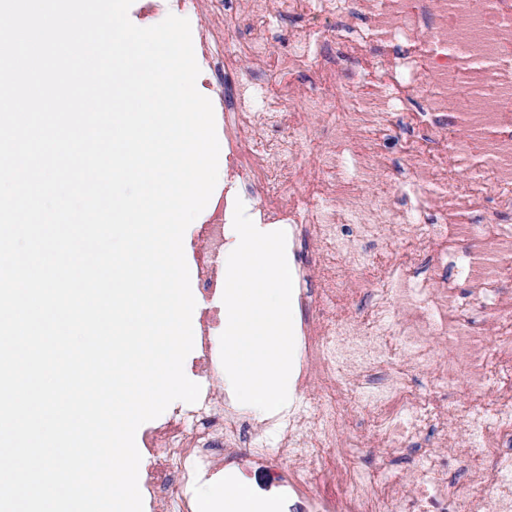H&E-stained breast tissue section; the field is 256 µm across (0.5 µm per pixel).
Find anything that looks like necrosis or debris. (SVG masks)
<instances>
[{"label":"necrosis or debris","mask_w":512,"mask_h":512,"mask_svg":"<svg viewBox=\"0 0 512 512\" xmlns=\"http://www.w3.org/2000/svg\"><path fill=\"white\" fill-rule=\"evenodd\" d=\"M307 18L286 51L272 53L271 19ZM248 37H225L211 52L224 68V100L216 110L224 133V170L238 193L255 200L263 223L280 225L297 275L302 319L300 390L317 388L311 411L249 421L229 400L206 391L173 411L148 438L152 461L143 475L157 512L176 502L191 512L189 489L201 475L238 468L258 455L269 429L289 459L282 482L305 501L304 512H512V0H250ZM403 43L401 55L374 46ZM356 64L342 77L339 57ZM264 69L266 85L240 81L245 64ZM315 66L304 110L290 107V72ZM423 96L413 107L414 96ZM321 117L328 138L358 129L354 174L329 150L323 173L301 177L288 156L310 135L308 113ZM396 112L416 131L403 155L418 186L415 208L438 211L436 224H412L359 185L382 166L379 147ZM483 211L484 223L471 219ZM358 237L405 240L396 260L353 257L340 228ZM429 251L457 259V277L482 301L483 320L454 287L420 276L416 257ZM369 267L349 285L344 264ZM371 303L369 321L343 310L349 290ZM451 340L447 357L432 341ZM426 375L430 388L413 390ZM465 384L468 408L449 390ZM372 404L370 428L386 449L387 476L361 469L340 423L345 398ZM412 463L416 481L402 467Z\"/></svg>","instance_id":"obj_1"}]
</instances>
